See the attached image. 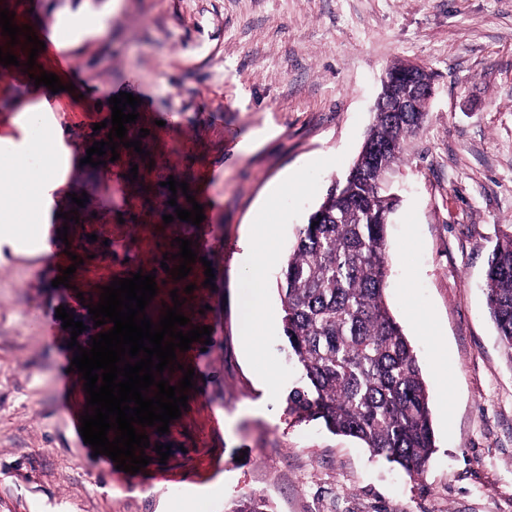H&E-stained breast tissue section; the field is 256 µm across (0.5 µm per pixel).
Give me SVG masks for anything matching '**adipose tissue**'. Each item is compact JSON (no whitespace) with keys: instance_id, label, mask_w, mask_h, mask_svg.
<instances>
[{"instance_id":"1","label":"adipose tissue","mask_w":512,"mask_h":512,"mask_svg":"<svg viewBox=\"0 0 512 512\" xmlns=\"http://www.w3.org/2000/svg\"><path fill=\"white\" fill-rule=\"evenodd\" d=\"M46 112L44 98L32 93L26 109L11 119L12 126H25L27 135L19 141L9 133L0 136L6 152L0 164V245H15L25 228L44 223L54 192L66 185L67 172L59 167L64 129L55 125L48 138L37 136Z\"/></svg>"}]
</instances>
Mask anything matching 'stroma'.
I'll return each instance as SVG.
<instances>
[{
	"instance_id": "35a3bbf8",
	"label": "stroma",
	"mask_w": 512,
	"mask_h": 512,
	"mask_svg": "<svg viewBox=\"0 0 512 512\" xmlns=\"http://www.w3.org/2000/svg\"><path fill=\"white\" fill-rule=\"evenodd\" d=\"M0 0L14 24L65 25L63 50L82 80L80 102L52 100L77 126L75 149L94 141L114 95L140 97L131 135L142 152L92 171L72 165L67 189L87 193L69 250L81 263L65 288L49 252L0 250V512H228L251 494L272 512H512V354L484 294L497 239L512 232V0ZM107 17L105 34L93 33ZM421 62L435 76L419 135L388 177L401 198L387 229L386 301L411 341L430 394L436 450L412 482L352 438L304 421L287 403L300 371L288 358L276 278L302 224L360 152L386 70ZM140 135V134H139ZM137 179H129L130 167ZM224 174L203 203L224 249L214 287L192 273L161 286L159 321L172 290L181 312L209 318L205 350L176 355L194 368L188 408L166 434V463L136 474L102 467L74 437L56 394L60 352L71 339L57 308L91 325L113 276L149 269L178 251L187 229L164 223L187 207L207 169ZM299 181L289 185L290 172ZM187 182L171 194L166 181ZM121 181L106 198L102 185ZM277 199H270V192ZM271 229L267 325L245 344L252 282L242 243L251 225ZM96 241H89V234ZM122 241L124 262L106 238Z\"/></svg>"
}]
</instances>
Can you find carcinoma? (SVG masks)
<instances>
[{"mask_svg": "<svg viewBox=\"0 0 512 512\" xmlns=\"http://www.w3.org/2000/svg\"><path fill=\"white\" fill-rule=\"evenodd\" d=\"M420 114L375 112L348 173L331 183L299 230L278 287L284 332L301 366L290 410L351 437L415 481L435 450L429 394L413 346L392 315L386 228L396 197L385 188L402 144L421 129ZM486 299L498 336L512 351V235L488 258ZM230 512H267L245 495Z\"/></svg>", "mask_w": 512, "mask_h": 512, "instance_id": "obj_1", "label": "carcinoma"}]
</instances>
